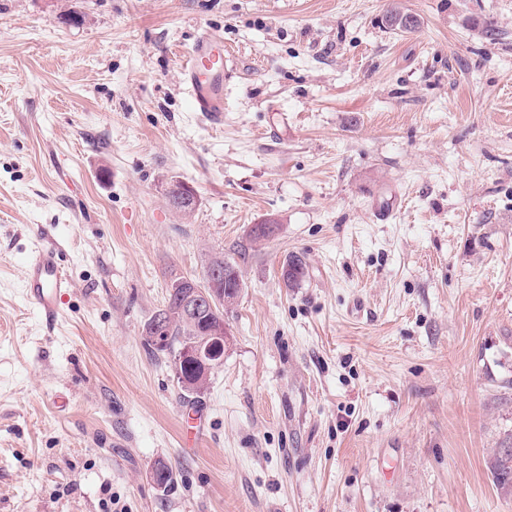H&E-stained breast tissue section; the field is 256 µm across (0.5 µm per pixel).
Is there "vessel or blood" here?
I'll use <instances>...</instances> for the list:
<instances>
[{"label": "vessel or blood", "mask_w": 512, "mask_h": 512, "mask_svg": "<svg viewBox=\"0 0 512 512\" xmlns=\"http://www.w3.org/2000/svg\"><path fill=\"white\" fill-rule=\"evenodd\" d=\"M235 71V59L225 50L221 37L201 31L187 50L184 62L185 85L193 110L213 123H223L224 85ZM61 256V246L46 233L25 267V295L49 324L58 319L62 299L72 287Z\"/></svg>", "instance_id": "1"}]
</instances>
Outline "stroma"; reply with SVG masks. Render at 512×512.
Listing matches in <instances>:
<instances>
[{
    "instance_id": "35a3bbf8",
    "label": "stroma",
    "mask_w": 512,
    "mask_h": 512,
    "mask_svg": "<svg viewBox=\"0 0 512 512\" xmlns=\"http://www.w3.org/2000/svg\"><path fill=\"white\" fill-rule=\"evenodd\" d=\"M204 29L220 125L183 83ZM218 253L243 288L186 396L144 325ZM510 446L512 0H0V512H512ZM236 71L234 56L224 41L211 31L202 30L186 52L185 85L194 112H202L215 124L224 122V83ZM62 252L57 241L44 232L25 267V295L48 324L58 319L62 299L73 287L62 264ZM499 448L488 460V468L498 489L504 494L512 493V448Z\"/></svg>"
}]
</instances>
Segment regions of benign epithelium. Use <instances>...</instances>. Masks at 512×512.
Listing matches in <instances>:
<instances>
[{"label": "benign epithelium", "mask_w": 512, "mask_h": 512, "mask_svg": "<svg viewBox=\"0 0 512 512\" xmlns=\"http://www.w3.org/2000/svg\"><path fill=\"white\" fill-rule=\"evenodd\" d=\"M199 206V198L194 189L184 184L176 207L183 213H190ZM278 230L274 219L268 218L261 224L251 227V234L258 240H266L276 234ZM208 276L198 282L192 278L184 277L170 286V292L179 294V312L188 322L196 321L205 312H214L234 302L242 288V279L237 268L231 265L217 264L209 261L207 265ZM168 308H163L153 322V340L156 347L167 348ZM227 328L224 319L219 318L212 322L205 331L202 339H193L187 342L177 355L176 361L181 364L192 360L202 365L205 372H210L224 360V336Z\"/></svg>", "instance_id": "1"}]
</instances>
